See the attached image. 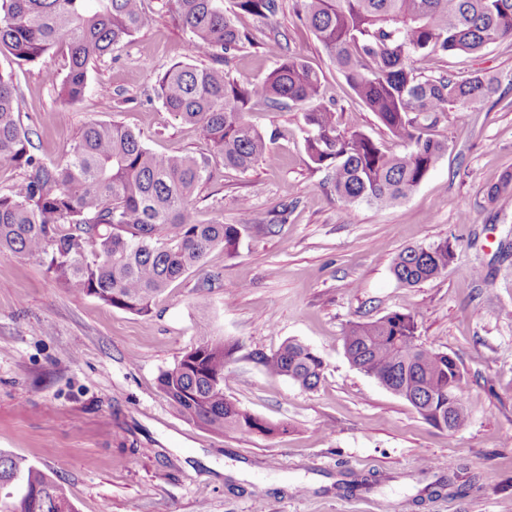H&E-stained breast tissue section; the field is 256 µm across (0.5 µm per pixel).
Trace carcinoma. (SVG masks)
Segmentation results:
<instances>
[{"instance_id":"obj_1","label":"carcinoma","mask_w":512,"mask_h":512,"mask_svg":"<svg viewBox=\"0 0 512 512\" xmlns=\"http://www.w3.org/2000/svg\"><path fill=\"white\" fill-rule=\"evenodd\" d=\"M193 38L195 53L224 61L222 67L177 63L159 77L155 93L164 107L197 127L206 153L158 154L142 134L119 124L90 121L58 161L31 154L19 122L20 99L12 76L0 72V163L22 169L0 193V249L46 261L56 283L78 295L147 316L173 283L201 269L216 247L235 250V224H204L192 197L214 163L247 171L276 163L265 137L246 120L249 105H297L307 127L304 148L328 172L336 195L348 204L378 207L408 198L448 150L424 136L454 112L462 117L497 91L494 79L426 76L414 59L438 53L477 54L512 40V0H292L291 9L326 50L351 93L409 149L389 154L361 131L344 133L336 110L321 102L324 73L280 41L261 44L275 67L261 81L239 82L226 66L252 43L244 15L274 18L285 0H167ZM144 0H0V55L34 62L61 49L64 76L43 79L63 105L82 100L90 70L146 26ZM448 240L409 247L391 272L415 286L447 272L454 261ZM197 341L159 376V388L187 420L212 432L270 435L287 429L242 408L224 394L225 368L235 345L198 325ZM350 363L407 400L434 427L454 429L469 420L459 392L455 358L418 343L409 314L393 312L355 322L344 334ZM252 359L272 375L315 390L324 361L309 346L289 341ZM0 512H75L64 488L19 455L0 451Z\"/></svg>"}]
</instances>
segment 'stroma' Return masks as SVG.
<instances>
[{
  "instance_id": "1",
  "label": "stroma",
  "mask_w": 512,
  "mask_h": 512,
  "mask_svg": "<svg viewBox=\"0 0 512 512\" xmlns=\"http://www.w3.org/2000/svg\"><path fill=\"white\" fill-rule=\"evenodd\" d=\"M145 5L147 25L91 72L76 105L61 106L42 79L46 70L65 73V51L24 65L0 55L42 159L63 158L91 120L140 131L158 153L205 150L197 129L152 89L171 65L206 60L166 0ZM242 22L255 44L279 30L284 46L323 70V97L336 101L341 130L404 151L292 11L273 23ZM255 44L231 65L238 81L263 80L274 67ZM417 65L434 76L492 77L499 91L428 130L448 151L409 198L386 207L340 201L305 152L301 110L252 104L246 119L276 164L215 166L193 196L199 220L238 225V245L213 249L150 316L72 294L42 259L0 250V451L26 456L61 483L76 512H512V254L503 252L512 245V192L489 195L512 172V41ZM443 239L455 248L447 273L415 287L397 283L390 268L402 250ZM207 276L211 288L199 289ZM394 311L414 318L422 345L459 363L471 413L460 430L433 427L346 358L350 323ZM203 320L237 346L226 396L287 423V432L216 434L167 402L158 378ZM291 340L324 359L315 390L252 359ZM348 473L374 483L346 492L338 482ZM448 481L452 489L430 495Z\"/></svg>"
}]
</instances>
